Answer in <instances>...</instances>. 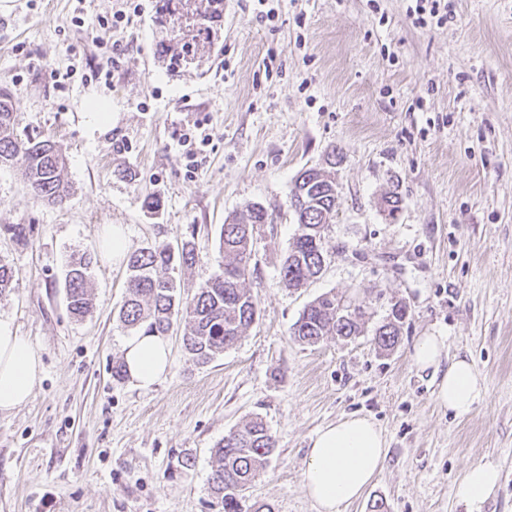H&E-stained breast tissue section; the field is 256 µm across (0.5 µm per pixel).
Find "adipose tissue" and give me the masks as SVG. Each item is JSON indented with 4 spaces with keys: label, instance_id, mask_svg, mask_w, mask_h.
Listing matches in <instances>:
<instances>
[{
    "label": "adipose tissue",
    "instance_id": "1",
    "mask_svg": "<svg viewBox=\"0 0 512 512\" xmlns=\"http://www.w3.org/2000/svg\"><path fill=\"white\" fill-rule=\"evenodd\" d=\"M412 361L420 372L429 373L441 408L455 418L471 414L486 393L474 364L464 357L447 358L441 336L419 337ZM122 359L130 380L139 388H151L170 365V346L165 337L138 332L122 344ZM42 362L36 350L13 325L0 319V413L26 404L41 379ZM387 457L382 430L371 419L350 414L318 430L310 440L304 486L317 512H340L342 506L362 497ZM500 479L489 464L469 466L457 488L469 512L481 506Z\"/></svg>",
    "mask_w": 512,
    "mask_h": 512
}]
</instances>
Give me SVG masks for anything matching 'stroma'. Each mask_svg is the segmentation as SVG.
<instances>
[{"label":"stroma","instance_id":"stroma-1","mask_svg":"<svg viewBox=\"0 0 512 512\" xmlns=\"http://www.w3.org/2000/svg\"><path fill=\"white\" fill-rule=\"evenodd\" d=\"M138 2L108 31L119 0H0L16 129L61 147L71 186L48 204L19 167L0 166V264L17 273L0 319L43 363L30 401L0 413V512H223L214 448L255 417L276 448L243 506L317 512L303 488L310 439L350 414L379 425L389 452L341 512H467L455 486L474 463L500 473L482 512H512V0H447L448 22L423 26L416 0H224L219 19L177 37L162 0ZM263 9L274 19L258 22ZM101 102L112 118L97 128L88 114ZM197 121L209 141L192 164L179 141ZM331 154L332 258L292 290L279 275L295 230L288 197ZM390 191L393 218L381 207ZM253 204L275 218L255 235L246 279L257 321L203 366L169 335L171 367L151 390L114 378L130 334L127 267L100 251L104 225L131 252L191 242L198 261L179 274L190 295L224 263L225 219ZM84 254L94 310L78 320L63 284ZM327 292L365 298L363 333L293 341L305 305ZM397 302L409 317L383 353L373 331ZM428 334L485 381L465 419L438 407L411 364Z\"/></svg>","mask_w":512,"mask_h":512}]
</instances>
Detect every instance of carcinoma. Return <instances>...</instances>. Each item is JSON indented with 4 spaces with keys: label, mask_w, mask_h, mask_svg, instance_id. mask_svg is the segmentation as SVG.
I'll list each match as a JSON object with an SVG mask.
<instances>
[{
    "label": "carcinoma",
    "mask_w": 512,
    "mask_h": 512,
    "mask_svg": "<svg viewBox=\"0 0 512 512\" xmlns=\"http://www.w3.org/2000/svg\"><path fill=\"white\" fill-rule=\"evenodd\" d=\"M14 107L7 87L0 86V166L23 170L34 196L58 203L70 194L62 171L65 157L50 139L19 136L14 129ZM335 175L318 168L302 170L289 198L297 229L280 269L282 283L302 288L328 264L325 231L336 217L339 203L332 192ZM274 218L264 207L253 204L246 217L222 225L219 246L224 253L220 272L204 281L190 298L178 293L176 271L196 262L195 248L185 242L176 248L158 244L132 253L127 296L120 320L128 328L167 335L175 325L183 326L185 350L199 364L211 362L234 346L259 315L258 304L245 288L254 234L260 224ZM90 261L71 262L65 275L67 308L82 319L91 313L88 293ZM365 305L334 293H326L307 304L293 327V339L317 345L329 337L350 338L360 333ZM408 309L393 306L386 321L376 328L373 342L381 351H392L399 342ZM275 441L262 420L253 418L230 430L214 451L217 466L211 477L212 491L221 499L224 512H242L241 493L266 467Z\"/></svg>",
    "instance_id": "obj_1"
}]
</instances>
